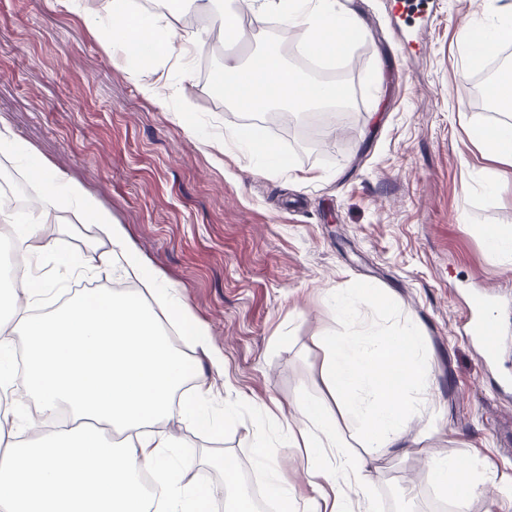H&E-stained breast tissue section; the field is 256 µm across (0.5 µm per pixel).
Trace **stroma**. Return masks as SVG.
Instances as JSON below:
<instances>
[{
    "instance_id": "stroma-1",
    "label": "stroma",
    "mask_w": 512,
    "mask_h": 512,
    "mask_svg": "<svg viewBox=\"0 0 512 512\" xmlns=\"http://www.w3.org/2000/svg\"><path fill=\"white\" fill-rule=\"evenodd\" d=\"M237 6L217 0L203 16L192 0L175 11L155 0L153 14L204 42L190 81L176 61L158 68L161 85H183L186 95L162 106L141 93L136 64L114 58L93 29L109 0H96L93 20L66 0H0V126L110 210L137 255L208 328L223 374H210L199 349L186 356L209 374L207 408L223 427L173 422L178 456L193 458L185 482L224 485L211 464L218 455L266 480L253 448L260 404L289 414L308 396L339 411L321 338L338 327L329 296L361 280L420 329L432 380L401 447L370 462L365 493L375 512H486L485 498L458 506L428 478L433 459L467 455L492 462L487 480L512 482V398L496 390L512 378V257L490 254L481 235L489 224L512 229V167L488 161L469 135L482 110L472 91L481 66L456 51L461 30L486 17L476 0H424L408 11L396 0H351L366 34L342 63L356 69L358 102L321 113L306 146L304 113L274 124L236 111L207 79L225 56L245 62L267 48L299 65L276 15L253 23L246 41L219 36L216 23ZM185 102L193 137L178 117ZM252 123L293 171L268 174L249 155L215 145L226 129ZM45 234L61 237L93 275L45 266L54 290L38 312L78 297L80 285L119 279L112 244L93 225L63 213ZM487 291L488 314L500 322L488 368L460 330L464 305ZM228 406L236 410L229 420Z\"/></svg>"
}]
</instances>
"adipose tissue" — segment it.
<instances>
[{"mask_svg":"<svg viewBox=\"0 0 512 512\" xmlns=\"http://www.w3.org/2000/svg\"><path fill=\"white\" fill-rule=\"evenodd\" d=\"M244 2L253 19L270 11L277 14L314 58L343 56L365 35L360 18L340 0ZM486 7L493 15L491 28H465L458 40L464 61L486 59L512 42V0H488ZM110 12L105 43L125 61L151 67L175 55L183 73H190L188 60L201 48L199 39H177L172 25L160 24L155 15L130 13L127 0H110ZM213 81L226 101L246 113L276 105L290 109L334 103L348 95L339 84L306 80L275 50L246 64L226 59ZM470 134L488 159L512 166V119L491 122L474 115ZM227 139L271 172L293 169L291 159L277 153L261 126H238ZM0 152L26 157L29 181L38 192L35 208L27 211L0 203V224L9 227L24 255L34 261L46 257L85 275L77 257L44 234L52 216L72 211L111 241L112 260L121 275L143 288L139 294L89 288L77 303L34 316L27 306L46 293L45 281L27 271H0V278L9 282L0 289V400L11 403L9 414L0 416V434L26 424L31 402L42 419L63 410L71 416L69 428L32 431L26 446L13 444L0 453V512H208L216 489L184 484L167 469L178 439L162 427L176 414L173 398L190 377L196 399L178 414L202 426L213 423L201 407L210 391L207 378L190 375L162 324L176 325L204 351L209 348L207 329L188 313L176 289L164 286L138 257L123 226L113 223L111 213L81 185L29 156L5 127L0 129ZM16 328L21 331L17 337L12 334ZM19 338L28 365L16 375L7 358ZM295 410L300 425L291 433V445L303 449L309 482L319 491L307 512H373L364 493L369 463L345 452L326 404L305 398ZM476 468L474 459L445 456L435 459L429 472L435 485L459 504L479 495L497 510L512 503V484L486 488Z\"/></svg>","mask_w":512,"mask_h":512,"instance_id":"obj_1","label":"adipose tissue"}]
</instances>
